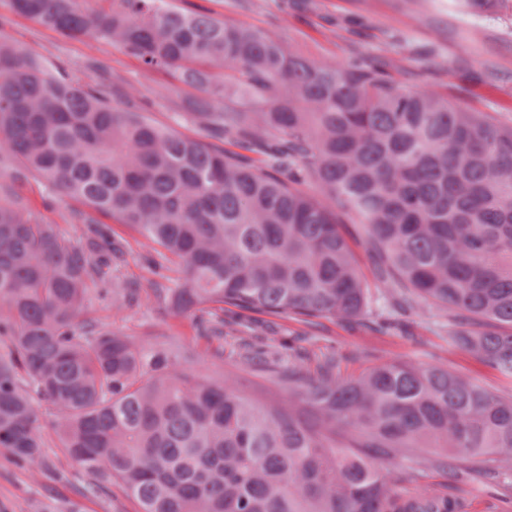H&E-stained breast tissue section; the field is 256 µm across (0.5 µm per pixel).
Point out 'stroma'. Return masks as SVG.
Segmentation results:
<instances>
[{"instance_id":"stroma-1","label":"stroma","mask_w":512,"mask_h":512,"mask_svg":"<svg viewBox=\"0 0 512 512\" xmlns=\"http://www.w3.org/2000/svg\"><path fill=\"white\" fill-rule=\"evenodd\" d=\"M228 23L273 32L284 46L317 59L357 58L384 64L387 72L410 88H426L473 112H483L512 125V0H487L483 9H466L461 0H171ZM0 39L25 47L41 59L71 70L97 66L114 86L131 93L152 120L182 135L200 137L183 100L194 96L164 73L145 71L122 46L108 40L74 39L17 14L12 0H0ZM1 187L20 194L34 217L56 225L67 241L82 242L85 224L75 215L79 202L49 198L37 176ZM126 247L118 267L97 278L90 289L86 314L99 325L129 337L140 346L175 350L183 368L220 380L234 373L232 351L238 332L217 343L200 336L190 314H177L158 304L151 283L166 284L173 266L149 270L154 246L137 231L98 215ZM143 286L139 306L129 307L113 280ZM253 324L274 350L302 348L307 372L324 354L340 358L339 373L353 378L392 358L414 363L439 362L448 369L503 394H512V379L457 348L448 324L430 313L385 311L362 319L323 321L316 330L292 316L255 315ZM52 414L41 418L45 445L42 471H31L0 453V512H42L45 504L75 499L74 464L60 448L51 428ZM425 487L459 500L461 512H512V483L471 473L449 481L447 472L430 467L414 482L401 481L402 494Z\"/></svg>"}]
</instances>
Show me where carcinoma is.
<instances>
[{
	"mask_svg": "<svg viewBox=\"0 0 512 512\" xmlns=\"http://www.w3.org/2000/svg\"><path fill=\"white\" fill-rule=\"evenodd\" d=\"M70 38L122 44L144 68L198 95L184 111L215 148L152 122L104 83L0 40V165L50 197L108 213L174 257L171 311L208 305L270 316L352 320L373 303L448 320V336L512 378V126L377 67L286 50L269 31L171 8L166 0H12ZM362 228L376 297L339 217ZM68 245L15 196L0 204V449L44 467L41 405L78 466L83 495L120 485L139 512H458L427 488L402 495L383 467L397 457L456 477L512 458V395L439 364L390 359L358 378L316 377L262 338L233 355L270 369L258 400L234 378L180 368L80 316L88 281L122 244L86 216Z\"/></svg>",
	"mask_w": 512,
	"mask_h": 512,
	"instance_id": "carcinoma-1",
	"label": "carcinoma"
}]
</instances>
